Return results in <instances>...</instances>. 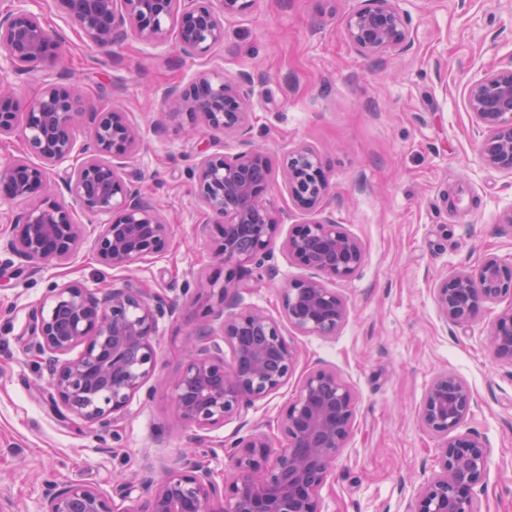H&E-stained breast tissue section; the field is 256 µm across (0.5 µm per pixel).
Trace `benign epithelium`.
Returning <instances> with one entry per match:
<instances>
[{
    "label": "benign epithelium",
    "instance_id": "7a95c632",
    "mask_svg": "<svg viewBox=\"0 0 512 512\" xmlns=\"http://www.w3.org/2000/svg\"><path fill=\"white\" fill-rule=\"evenodd\" d=\"M54 2L90 45H114L133 34L154 47L172 40L194 58L222 43L224 19L246 14L254 0ZM344 28L364 56L402 54L411 46L410 21L397 0H359ZM0 49L6 63L0 80L6 69L41 81L23 113L13 94L0 89V138L19 134L27 151L0 170V198L28 203L11 223L4 251L37 267L63 264L77 250L85 225L49 193L56 170L60 190L103 223L94 241L102 265L128 269L164 256L170 225L142 194L139 177L125 171V161L139 148V132L126 113L83 110L81 92L56 71L65 53L63 37L27 7V0H15L0 13ZM253 84L247 72L234 78L204 72L164 92L168 117L184 119L196 133L221 132L238 146V152L226 154L215 142L190 167L193 194L213 220V256L224 271L223 278L198 284L203 302L186 361L172 384L178 418L200 431L223 426L278 391L299 359L279 320L242 305L250 271L264 264L284 223V213L270 200L269 157L252 141ZM467 102L483 133L482 161L512 173V64L474 80ZM82 119L90 140L80 144L75 128ZM281 173L293 206L312 215L294 225L283 242L288 260L311 274L280 289L282 313L303 336L331 337L348 317L347 303L332 285L355 275L364 250L343 225L323 214L330 183L320 153L306 146L287 150ZM434 295L445 320L466 326L483 305L512 298V261L487 254L476 266L441 278ZM175 312L130 279H115L103 290L52 284L31 314L33 352L50 372L52 402L91 426H109L155 372L158 320ZM487 339L493 358L512 366V307L491 321ZM473 404L458 376L441 372L432 379L420 417L442 443L438 471L418 487L413 512H473L474 489L485 479L489 454L479 436L461 431ZM355 415L350 385L317 365L299 380L283 410L282 447L254 430L231 444L228 469L217 474L203 461L170 469L151 482L149 496L136 508L125 505L130 487L118 478L110 493L78 481L56 485L43 512H321L320 491L352 434Z\"/></svg>",
    "mask_w": 512,
    "mask_h": 512
}]
</instances>
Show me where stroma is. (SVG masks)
Instances as JSON below:
<instances>
[{
  "instance_id": "obj_1",
  "label": "stroma",
  "mask_w": 512,
  "mask_h": 512,
  "mask_svg": "<svg viewBox=\"0 0 512 512\" xmlns=\"http://www.w3.org/2000/svg\"><path fill=\"white\" fill-rule=\"evenodd\" d=\"M356 5L255 0L247 14L225 21L223 43L190 59L173 44L153 47L133 36L92 46L52 0H29L64 35L61 69L81 88L86 108L122 110L140 129L128 166L139 173L144 196L163 206L171 244L130 272L106 268L93 249L100 225L79 213L86 236L64 264L33 268L0 252V512H43L51 485L79 481L108 491L121 474L139 504L162 469L202 459L224 470V446L252 430L280 446L281 414L296 379L319 362L352 387L357 402L352 434L320 492L322 512H412L417 488L438 469V440L420 408L432 379L446 371L472 391L464 428L489 450L477 510L512 512V366L496 363L486 340L488 324L512 299L485 305L458 327L442 317L434 296L442 276L484 255L512 260V226L502 221L512 209V174L483 163V136L466 105L471 82L512 61V0H399L411 19L412 46L380 59L358 54L344 35ZM211 69L253 74L254 140L272 166L298 145L323 155L331 184L326 211L362 244L365 261L336 285L349 316L335 336L285 328L300 352L295 379L201 434L177 418L169 384L196 324L187 290L220 272L211 219L194 198L188 170L190 156L212 137L186 139L161 94ZM271 199L287 216L243 303L277 318L279 286L307 271L282 248L284 232L303 216L282 185ZM125 274L177 312L159 320L157 368L144 392L101 429L53 407L28 325L51 283L104 289Z\"/></svg>"
}]
</instances>
